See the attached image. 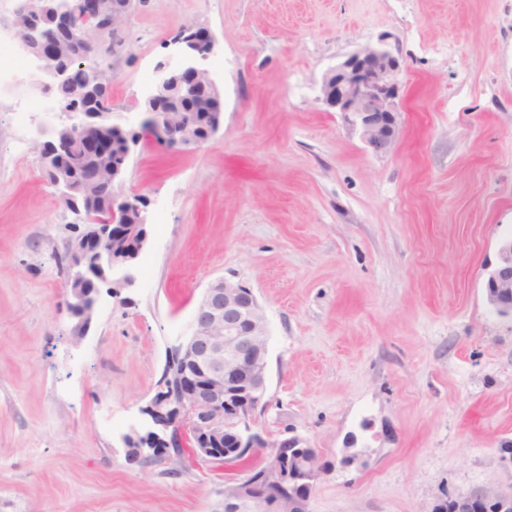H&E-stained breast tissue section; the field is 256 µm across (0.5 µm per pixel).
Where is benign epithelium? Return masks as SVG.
Masks as SVG:
<instances>
[{
  "instance_id": "7a95c632",
  "label": "benign epithelium",
  "mask_w": 512,
  "mask_h": 512,
  "mask_svg": "<svg viewBox=\"0 0 512 512\" xmlns=\"http://www.w3.org/2000/svg\"><path fill=\"white\" fill-rule=\"evenodd\" d=\"M83 17L94 24L72 25V0H19L12 16L0 18V29L12 32L17 46L30 56L39 73L51 80V91L61 112L69 118L58 130L54 144L39 146L43 160L76 142L79 156L92 160L104 154L103 139L96 134L107 113L91 112L89 106L73 100L70 91L83 79V57L101 54L103 38L123 24L128 5L120 0H82ZM51 12L60 33H74L73 53L65 43L52 40L47 32L45 12ZM179 61L156 66L157 82L145 101L151 112L160 113L163 124L154 130L164 139H197L187 112H176L171 103L178 97L203 90L210 101L215 121L208 132L213 136L223 122V97L205 67L214 52L216 39L210 30L195 25L184 27L172 38ZM400 60L392 48L381 42L361 47L329 68L321 83L319 100L329 109L343 113L360 130L366 145L376 153L388 151L396 138L399 110L397 76ZM109 78L95 74L86 79V93L107 100ZM98 175L80 168L52 171V186L66 197L74 215V236L65 252L72 261L61 268L68 307L78 311L75 336H85L94 306H85L81 282L95 274L98 285L111 297L135 283L137 261L149 243L145 207L134 204L139 218L128 221L125 207H114L105 222L82 211L74 195V183L96 185ZM111 240L105 251L102 242ZM488 306L500 315H512V236L498 246V263L485 286ZM268 325L253 292L242 284L219 278L212 281L198 301L186 335L170 346L172 360L162 375L159 388L141 413L150 430L166 447L160 463L172 464L182 458L180 449L191 447L195 462L211 464L214 453L224 451V464L237 465L256 448H268L267 464L258 477L247 470L243 479L224 484V512H308L312 491L327 467L319 456L312 457L297 436L270 441L254 429L255 414L265 406L268 366ZM432 512H512V492L473 488L435 504Z\"/></svg>"
}]
</instances>
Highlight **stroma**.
<instances>
[{
    "label": "stroma",
    "instance_id": "35a3bbf8",
    "mask_svg": "<svg viewBox=\"0 0 512 512\" xmlns=\"http://www.w3.org/2000/svg\"><path fill=\"white\" fill-rule=\"evenodd\" d=\"M207 27L223 124L133 150L149 246L76 340L56 263L72 230L0 99V512H220L223 468L128 462L167 346L206 285L250 288L269 327L258 427L317 449L309 512H432L512 489V316L485 283L512 236V0H131L102 55L112 120L139 127L158 62ZM386 42L399 132L376 153L319 100L324 73Z\"/></svg>",
    "mask_w": 512,
    "mask_h": 512
}]
</instances>
